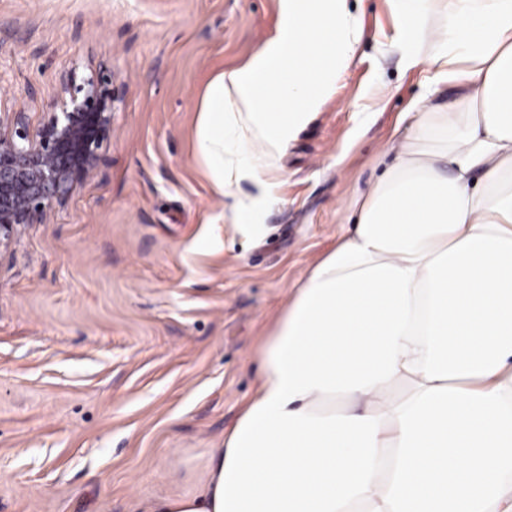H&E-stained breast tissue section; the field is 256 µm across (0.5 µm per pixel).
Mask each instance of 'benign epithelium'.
<instances>
[{"label": "benign epithelium", "mask_w": 512, "mask_h": 512, "mask_svg": "<svg viewBox=\"0 0 512 512\" xmlns=\"http://www.w3.org/2000/svg\"><path fill=\"white\" fill-rule=\"evenodd\" d=\"M112 136V74L102 67L61 82L41 128L0 110V248L14 227L43 221L97 168Z\"/></svg>", "instance_id": "1"}]
</instances>
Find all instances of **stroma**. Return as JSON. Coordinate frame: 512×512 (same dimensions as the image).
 <instances>
[{
    "label": "stroma",
    "mask_w": 512,
    "mask_h": 512,
    "mask_svg": "<svg viewBox=\"0 0 512 512\" xmlns=\"http://www.w3.org/2000/svg\"><path fill=\"white\" fill-rule=\"evenodd\" d=\"M348 6L352 63L250 233L234 203L255 188L214 191L197 107L274 33L278 0H0V99L31 128L71 68L105 65L115 96L94 174L0 253V512H147L202 482L257 387L260 345L425 95L394 0Z\"/></svg>",
    "instance_id": "1"
}]
</instances>
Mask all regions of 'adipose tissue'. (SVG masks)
Returning a JSON list of instances; mask_svg holds the SVG:
<instances>
[{
    "instance_id": "obj_1",
    "label": "adipose tissue",
    "mask_w": 512,
    "mask_h": 512,
    "mask_svg": "<svg viewBox=\"0 0 512 512\" xmlns=\"http://www.w3.org/2000/svg\"><path fill=\"white\" fill-rule=\"evenodd\" d=\"M431 94L356 193L354 227L259 353V386L207 478L150 512H512V0H396ZM272 36L217 72L196 158L216 192L263 176L351 63L348 0H278ZM405 385L398 400L389 391Z\"/></svg>"
}]
</instances>
